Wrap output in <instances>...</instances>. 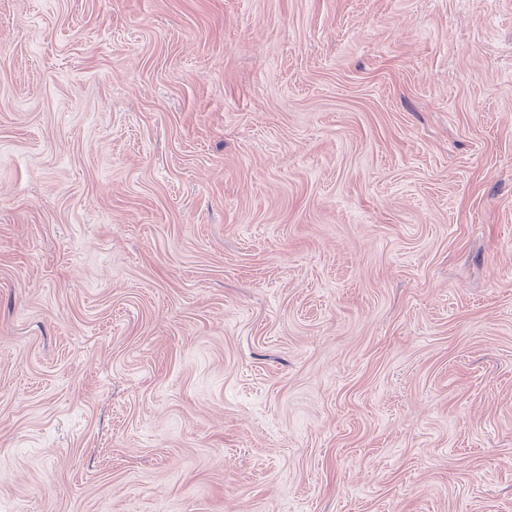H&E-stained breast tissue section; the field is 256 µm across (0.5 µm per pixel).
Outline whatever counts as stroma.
I'll return each mask as SVG.
<instances>
[{"mask_svg":"<svg viewBox=\"0 0 512 512\" xmlns=\"http://www.w3.org/2000/svg\"><path fill=\"white\" fill-rule=\"evenodd\" d=\"M0 512H512V0H0Z\"/></svg>","mask_w":512,"mask_h":512,"instance_id":"1","label":"stroma"}]
</instances>
